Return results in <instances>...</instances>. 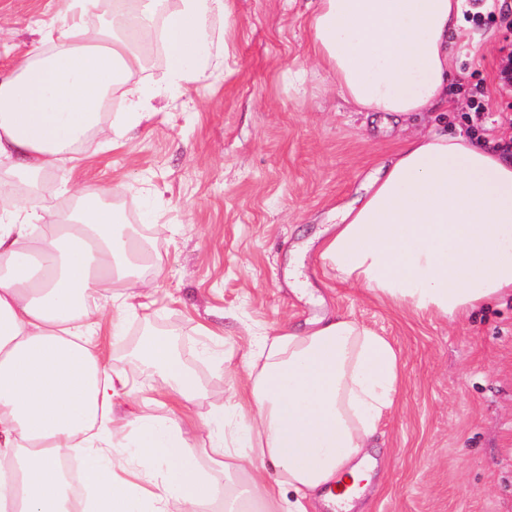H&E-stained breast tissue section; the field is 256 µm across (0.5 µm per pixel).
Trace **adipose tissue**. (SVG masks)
<instances>
[{
	"label": "adipose tissue",
	"mask_w": 512,
	"mask_h": 512,
	"mask_svg": "<svg viewBox=\"0 0 512 512\" xmlns=\"http://www.w3.org/2000/svg\"><path fill=\"white\" fill-rule=\"evenodd\" d=\"M230 0H112L113 23L93 24L103 0H69L39 19L47 49L0 75V512H350L370 479L368 450L396 408L400 358L383 336L329 314L261 337L228 422L208 401V465L185 451L192 405L207 401L170 342L142 337L137 360L154 367L185 420L148 417L97 344L99 314L113 335L130 309V268L148 239L115 234L121 214L100 190L67 191L81 207L47 218L18 197L23 176L54 173L93 133L118 148L160 96L136 81L134 29L160 24L173 82L207 65L214 13ZM463 0H315L310 52L356 112L407 118L448 109L450 46ZM122 95V118L101 108ZM316 260L335 278L448 319L512 292V162L463 135L432 128L407 140L340 215ZM277 470L268 483L261 465Z\"/></svg>",
	"instance_id": "adipose-tissue-1"
}]
</instances>
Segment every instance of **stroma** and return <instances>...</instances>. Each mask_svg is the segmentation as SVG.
I'll return each mask as SVG.
<instances>
[{
  "label": "stroma",
  "instance_id": "stroma-1",
  "mask_svg": "<svg viewBox=\"0 0 512 512\" xmlns=\"http://www.w3.org/2000/svg\"><path fill=\"white\" fill-rule=\"evenodd\" d=\"M67 7L0 0V69L36 49V20ZM308 10L309 0H233L231 19H211L203 75L153 100L122 147L91 139L80 148L71 182L118 186L113 207L152 245L136 267L151 297L132 294L122 339L97 342L127 374L143 413L167 418L157 374L128 358L142 334L172 339L208 398L229 402L260 337L334 311L350 315L401 356L366 512H512V299L451 321L318 274L308 295L290 286L291 258L313 264L325 229L417 131L351 111L309 56ZM462 29L468 39L451 46L452 81L487 88L483 140L512 137L496 79L512 25L466 21Z\"/></svg>",
  "mask_w": 512,
  "mask_h": 512
}]
</instances>
